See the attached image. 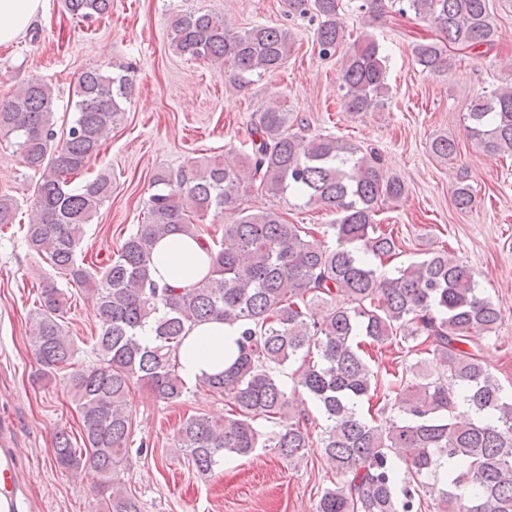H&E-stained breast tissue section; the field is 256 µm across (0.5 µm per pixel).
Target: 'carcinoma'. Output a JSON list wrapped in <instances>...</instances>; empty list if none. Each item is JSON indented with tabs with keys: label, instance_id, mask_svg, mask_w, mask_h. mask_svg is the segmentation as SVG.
Listing matches in <instances>:
<instances>
[{
	"label": "carcinoma",
	"instance_id": "obj_1",
	"mask_svg": "<svg viewBox=\"0 0 512 512\" xmlns=\"http://www.w3.org/2000/svg\"><path fill=\"white\" fill-rule=\"evenodd\" d=\"M75 18L89 21L112 9V0H64ZM339 0H288V9L318 20L319 55L333 57L345 42L336 22ZM385 0H362L365 24L377 21ZM408 10L435 26L440 39L413 47L430 75L449 71L447 47L491 50L498 37L488 0H404ZM170 46L189 58L224 68L231 85L245 90L254 78L280 70L291 34L266 24L244 31L224 19L189 11L173 19ZM344 107L367 112L384 104L387 56L371 35L357 37L342 55ZM134 93L128 71L88 67L76 86L75 115L62 143L55 138L52 87L34 78L0 102V138L13 142L39 174L37 220L26 225L29 247L50 267L41 276L33 316L39 376H63L81 419L83 447L55 435L53 462L97 481L102 512H141L126 489L122 464L131 444L130 397L137 388L170 404L187 392L176 354L188 330L222 320L239 327L237 356L201 385L227 400L220 419L187 417L178 446L195 470L211 472L228 456L276 448L293 460L310 447L309 417L279 377L297 360L296 386L318 403L326 422L320 448L336 473L316 512H422V492L437 487V512H512V403L505 401L475 338L490 335L501 311L481 296L475 274L448 255L424 257L380 274L374 260L398 255L399 245L375 222L379 204L401 199L405 183L388 176L375 152L332 136L306 137L287 101L271 98L253 114L250 146L238 165L208 160L191 175L157 173V190L143 220L114 256L98 265L82 256L84 229L112 195V177L81 181L121 119ZM471 136L489 155L512 154V87L481 96L466 113ZM444 159L457 154L446 136L432 141ZM272 197L292 193L306 205L335 215L336 245L274 209L243 206L247 189ZM456 208L474 203L471 185L458 177ZM236 215L221 237L203 239L193 219ZM18 205L0 194V229L15 223ZM181 234L204 240L209 274L187 288L159 286L151 277L156 242ZM63 281L97 297V361L83 365L63 327ZM413 341L419 355L402 372L381 381L361 354L362 345ZM384 400L367 417L361 404ZM473 412L455 421L458 405ZM396 410L386 415L387 408ZM381 419H376V416Z\"/></svg>",
	"mask_w": 512,
	"mask_h": 512
}]
</instances>
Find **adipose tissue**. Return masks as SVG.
<instances>
[{
    "label": "adipose tissue",
    "mask_w": 512,
    "mask_h": 512,
    "mask_svg": "<svg viewBox=\"0 0 512 512\" xmlns=\"http://www.w3.org/2000/svg\"><path fill=\"white\" fill-rule=\"evenodd\" d=\"M44 0H0V45L22 36L43 10ZM210 271L203 244L185 235L159 240L154 249L151 275L161 284L185 287ZM237 332L220 322L192 328L178 353L181 374L199 381L224 369V347Z\"/></svg>",
    "instance_id": "ef3b65f1"
}]
</instances>
